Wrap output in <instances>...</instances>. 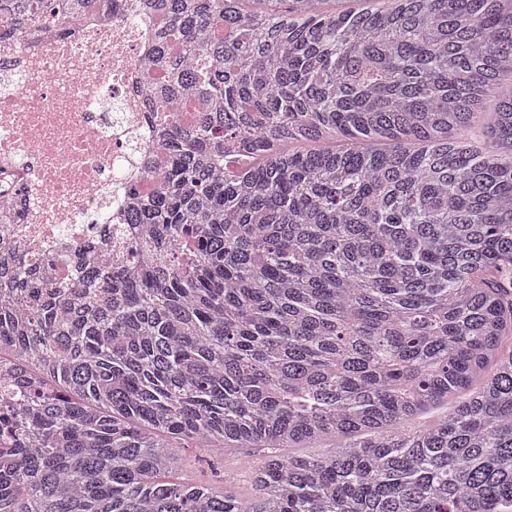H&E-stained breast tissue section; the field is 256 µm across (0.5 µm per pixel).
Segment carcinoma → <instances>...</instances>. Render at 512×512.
<instances>
[{
    "mask_svg": "<svg viewBox=\"0 0 512 512\" xmlns=\"http://www.w3.org/2000/svg\"><path fill=\"white\" fill-rule=\"evenodd\" d=\"M98 2L0 0V30ZM321 2L147 0L131 267L0 256V512L512 506V0ZM187 440L269 450L258 499L170 480Z\"/></svg>",
    "mask_w": 512,
    "mask_h": 512,
    "instance_id": "obj_1",
    "label": "carcinoma"
}]
</instances>
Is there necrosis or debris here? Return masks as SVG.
<instances>
[{"instance_id": "4bbe7bcc", "label": "necrosis or debris", "mask_w": 512, "mask_h": 512, "mask_svg": "<svg viewBox=\"0 0 512 512\" xmlns=\"http://www.w3.org/2000/svg\"><path fill=\"white\" fill-rule=\"evenodd\" d=\"M143 3L0 35V217L59 279L93 250L121 265L137 241L125 188L159 151L138 70L153 46Z\"/></svg>"}]
</instances>
